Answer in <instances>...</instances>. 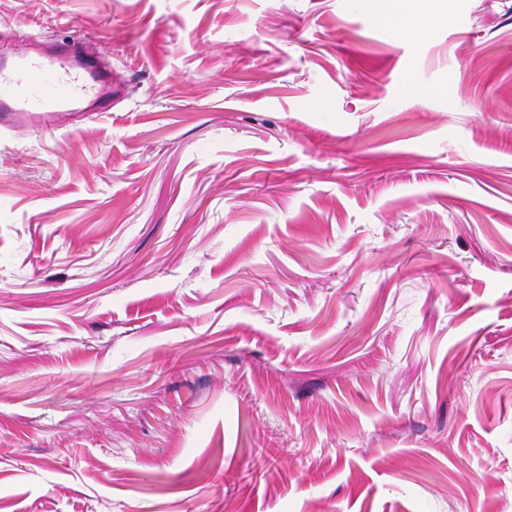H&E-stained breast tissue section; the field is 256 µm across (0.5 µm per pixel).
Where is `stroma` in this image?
Masks as SVG:
<instances>
[{
	"label": "stroma",
	"instance_id": "1",
	"mask_svg": "<svg viewBox=\"0 0 512 512\" xmlns=\"http://www.w3.org/2000/svg\"><path fill=\"white\" fill-rule=\"evenodd\" d=\"M0 0L123 84L0 133V512H512V0Z\"/></svg>",
	"mask_w": 512,
	"mask_h": 512
}]
</instances>
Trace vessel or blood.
<instances>
[{
	"label": "vessel or blood",
	"mask_w": 512,
	"mask_h": 512,
	"mask_svg": "<svg viewBox=\"0 0 512 512\" xmlns=\"http://www.w3.org/2000/svg\"><path fill=\"white\" fill-rule=\"evenodd\" d=\"M77 41L31 51L0 49V130H57L68 111L112 109V72Z\"/></svg>",
	"instance_id": "b4317fda"
}]
</instances>
